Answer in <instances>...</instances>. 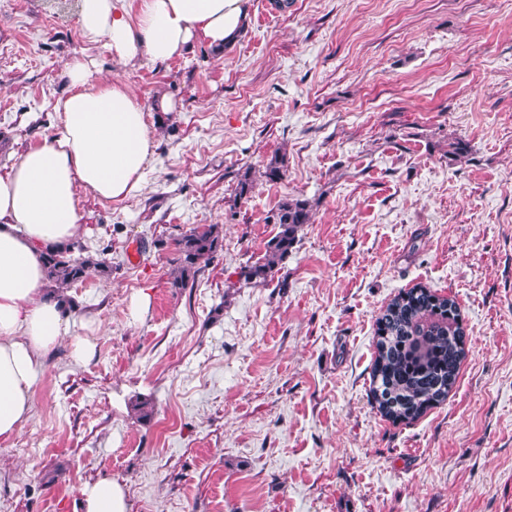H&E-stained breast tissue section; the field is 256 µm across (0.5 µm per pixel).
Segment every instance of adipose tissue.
<instances>
[{
	"label": "adipose tissue",
	"mask_w": 512,
	"mask_h": 512,
	"mask_svg": "<svg viewBox=\"0 0 512 512\" xmlns=\"http://www.w3.org/2000/svg\"><path fill=\"white\" fill-rule=\"evenodd\" d=\"M250 0H78L83 37L105 41L125 63L163 64L194 39L233 44L248 24ZM71 89L55 109L59 135L22 152L0 174V442L30 420L34 385L45 360L69 332L46 288L42 253L80 231L78 192L121 202L143 187L157 148L144 108L121 82L92 85L87 63L67 65ZM84 512H128L124 488L102 477L81 489Z\"/></svg>",
	"instance_id": "ef3b65f1"
}]
</instances>
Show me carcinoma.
<instances>
[{"instance_id": "obj_1", "label": "carcinoma", "mask_w": 512, "mask_h": 512, "mask_svg": "<svg viewBox=\"0 0 512 512\" xmlns=\"http://www.w3.org/2000/svg\"><path fill=\"white\" fill-rule=\"evenodd\" d=\"M267 220L277 233L267 242L263 260L241 268L244 281L274 278L287 258L298 233L311 221V205L305 199L287 200ZM216 224H198L175 243L178 267L172 286L185 288L195 280L202 265L223 250ZM50 293L69 303L64 290L82 280L90 268L112 273L104 259L85 254L81 245L68 243L44 253ZM465 330L456 303L425 288H411L387 306L377 322V355L372 368L371 394L378 411L392 421L419 418L443 402L456 383L463 358Z\"/></svg>"}]
</instances>
